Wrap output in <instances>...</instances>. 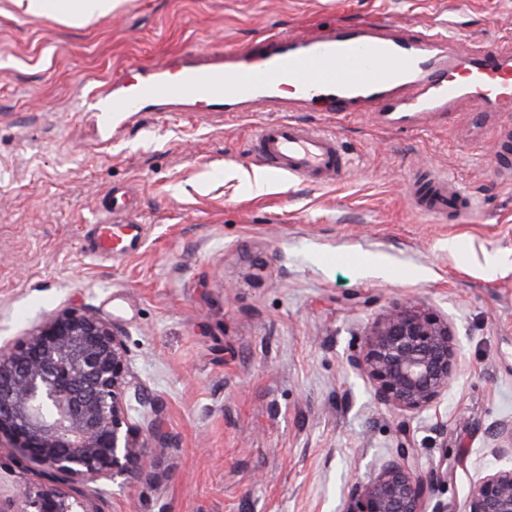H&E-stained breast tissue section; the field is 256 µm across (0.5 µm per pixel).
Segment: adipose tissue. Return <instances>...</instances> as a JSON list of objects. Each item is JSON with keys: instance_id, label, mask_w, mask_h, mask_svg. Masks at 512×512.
<instances>
[{"instance_id": "adipose-tissue-1", "label": "adipose tissue", "mask_w": 512, "mask_h": 512, "mask_svg": "<svg viewBox=\"0 0 512 512\" xmlns=\"http://www.w3.org/2000/svg\"><path fill=\"white\" fill-rule=\"evenodd\" d=\"M22 12L57 20L71 27H85L120 9L125 0H12Z\"/></svg>"}]
</instances>
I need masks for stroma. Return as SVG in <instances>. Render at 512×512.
Listing matches in <instances>:
<instances>
[{"instance_id":"stroma-1","label":"stroma","mask_w":512,"mask_h":512,"mask_svg":"<svg viewBox=\"0 0 512 512\" xmlns=\"http://www.w3.org/2000/svg\"><path fill=\"white\" fill-rule=\"evenodd\" d=\"M457 47L512 35V0H455ZM374 16L419 29L433 0H126L84 28L0 0V346L61 306L120 327L129 378L155 407L131 476L84 485L97 512H341L343 489L396 445L393 413L351 370L366 326L426 305L458 330L464 367L437 408L413 415L419 464L448 462L432 503L461 512L478 473L512 463L485 435L512 418V154L421 134L371 114L337 120L359 165L339 184L242 172L265 113L140 112L101 135L74 112L113 71L185 53L243 49L267 34ZM456 177L471 222L433 221L415 180ZM135 194V250L104 258L93 220Z\"/></svg>"}]
</instances>
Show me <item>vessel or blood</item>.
Instances as JSON below:
<instances>
[{
	"label": "vessel or blood",
	"instance_id": "1",
	"mask_svg": "<svg viewBox=\"0 0 512 512\" xmlns=\"http://www.w3.org/2000/svg\"><path fill=\"white\" fill-rule=\"evenodd\" d=\"M457 29L453 15L410 31L385 22L315 28L270 36L241 53L216 52L161 66H134L94 91L85 111L100 121L134 112H193L205 108L233 117L264 112L251 152L272 175L327 186L342 181L351 161L337 131L290 119L298 106L325 112L372 113L384 129L421 130L430 118L470 108L512 112V53L474 47L449 53ZM415 209L440 220L463 219L473 197L456 181L434 175L414 187ZM125 196L98 215L100 245L112 253L133 249L134 223Z\"/></svg>",
	"mask_w": 512,
	"mask_h": 512
}]
</instances>
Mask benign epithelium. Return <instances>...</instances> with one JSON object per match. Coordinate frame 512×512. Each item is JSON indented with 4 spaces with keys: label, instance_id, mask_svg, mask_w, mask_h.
Masks as SVG:
<instances>
[{
    "label": "benign epithelium",
    "instance_id": "obj_1",
    "mask_svg": "<svg viewBox=\"0 0 512 512\" xmlns=\"http://www.w3.org/2000/svg\"><path fill=\"white\" fill-rule=\"evenodd\" d=\"M349 367L368 378L377 403L397 415L396 447L367 478L350 481L342 512H425L448 479L444 463L424 470L406 418L437 406L462 367L459 335L432 310L395 305L364 331ZM124 333L74 306L59 307L28 335L0 347V447L8 445L46 478L0 512H96L80 489L130 476L146 443L150 401L130 389ZM487 435L497 455L512 453V420ZM464 512H512V464L473 480Z\"/></svg>",
    "mask_w": 512,
    "mask_h": 512
}]
</instances>
